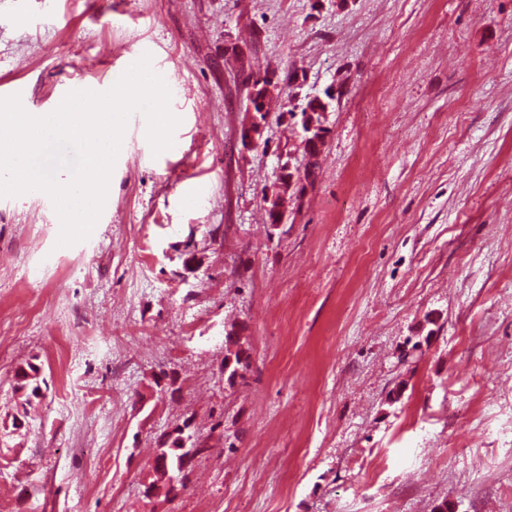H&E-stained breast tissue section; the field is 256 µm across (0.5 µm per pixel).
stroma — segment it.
Here are the masks:
<instances>
[{"instance_id":"obj_1","label":"stroma","mask_w":512,"mask_h":512,"mask_svg":"<svg viewBox=\"0 0 512 512\" xmlns=\"http://www.w3.org/2000/svg\"><path fill=\"white\" fill-rule=\"evenodd\" d=\"M146 53L181 123L156 156L129 121L89 239L0 198V512H512V0H0L27 111ZM256 71L299 80L246 147ZM29 363L47 386L16 428ZM188 416L218 451L144 498ZM224 339L227 352L224 355V371L225 362L232 360V365L226 377L227 383L232 386L235 385L237 379L244 380L246 378L245 374L249 371L251 365V356L249 348L244 347L233 328L226 331Z\"/></svg>"}]
</instances>
